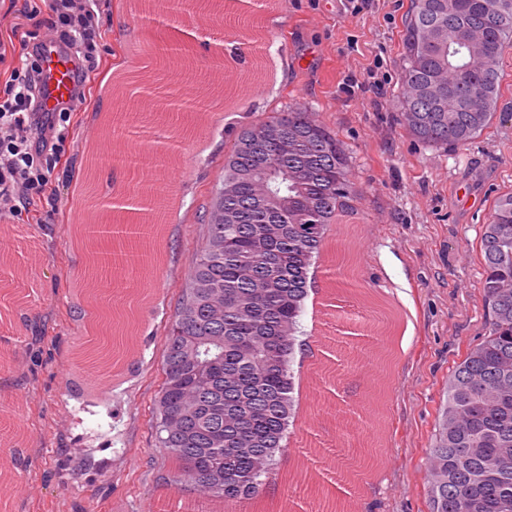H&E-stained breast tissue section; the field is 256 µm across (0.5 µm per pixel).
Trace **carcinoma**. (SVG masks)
Listing matches in <instances>:
<instances>
[{"label":"carcinoma","mask_w":512,"mask_h":512,"mask_svg":"<svg viewBox=\"0 0 512 512\" xmlns=\"http://www.w3.org/2000/svg\"><path fill=\"white\" fill-rule=\"evenodd\" d=\"M399 65L400 120L432 146H465L497 111L512 0H411ZM453 87L458 102L429 95ZM479 110L467 108L470 99ZM359 197L336 133L301 103L239 129L204 214L163 342L152 428L168 478L212 505L262 497L285 452L295 344L309 273ZM150 201L129 197L126 237ZM487 331L448 374L426 454L429 512H512V191L476 244Z\"/></svg>","instance_id":"cac0c4a2"}]
</instances>
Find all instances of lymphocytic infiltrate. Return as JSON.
<instances>
[{
    "label": "lymphocytic infiltrate",
    "mask_w": 512,
    "mask_h": 512,
    "mask_svg": "<svg viewBox=\"0 0 512 512\" xmlns=\"http://www.w3.org/2000/svg\"><path fill=\"white\" fill-rule=\"evenodd\" d=\"M98 0H24L11 13V42L0 45V220L19 204L59 200L63 160L73 139L72 115L86 102L90 75L108 67ZM54 32L74 66L67 102L46 110L40 38Z\"/></svg>",
    "instance_id": "1"
}]
</instances>
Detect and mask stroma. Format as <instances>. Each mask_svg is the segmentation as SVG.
<instances>
[{"mask_svg": "<svg viewBox=\"0 0 512 512\" xmlns=\"http://www.w3.org/2000/svg\"><path fill=\"white\" fill-rule=\"evenodd\" d=\"M111 0L102 16L110 70L92 77L73 120L71 181L57 205L34 202L0 220V440L10 490L0 512H181L194 499L170 484L149 426L163 380L162 343L183 275L201 245V216L237 129L261 113L304 103L351 157L361 197L353 224L335 226L300 318V395L288 447L265 495L268 512H428L426 450L438 428L448 372L486 332L475 247L496 196L512 190V47L501 60L498 109L465 146L432 147L398 121V64L409 0H242L225 25L249 52L232 60L208 11L181 20L159 0ZM191 47L190 65L221 72L202 89L166 77L147 41ZM147 85L179 102L171 136L141 148L172 196L160 236L141 243L155 261L106 293L134 322L117 363L82 354L101 293L79 275L90 261L78 213L137 190L139 172L113 159L80 181L91 157L83 132L119 105L115 87ZM81 383L82 398L69 392Z\"/></svg>", "mask_w": 512, "mask_h": 512, "instance_id": "1", "label": "stroma"}]
</instances>
